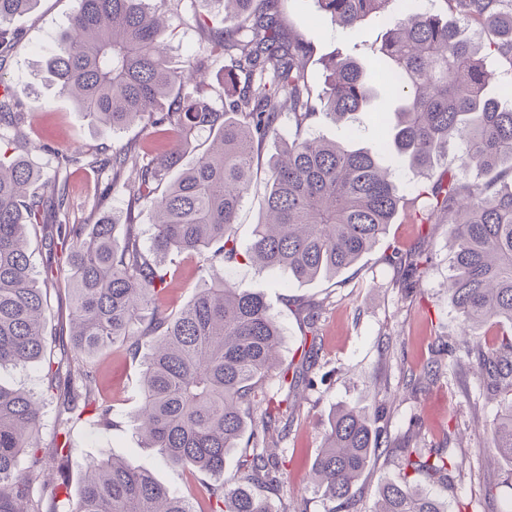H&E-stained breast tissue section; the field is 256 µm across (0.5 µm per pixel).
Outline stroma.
<instances>
[{
  "label": "stroma",
  "mask_w": 512,
  "mask_h": 512,
  "mask_svg": "<svg viewBox=\"0 0 512 512\" xmlns=\"http://www.w3.org/2000/svg\"><path fill=\"white\" fill-rule=\"evenodd\" d=\"M76 7L77 0H38L31 11L13 18L11 27L18 34L19 45L0 63V78L32 105L22 126L0 123V139L29 143V157L45 175L36 190L44 194L53 189L58 152L92 151L118 143L146 147L156 138L153 128L139 124L115 134L103 131L44 80L41 60ZM166 9L176 32L170 43L172 62L180 65L203 56L206 37L195 17L223 16V7L214 0H168ZM281 13L286 32L313 41L316 61L310 71L314 89H321L323 82L320 58L342 53L364 66L375 65L373 49L387 29L383 18H370L349 31L337 28L320 13L315 0H282ZM394 106L390 87L380 84L371 105L356 113L348 125L335 124L320 115L310 130L328 140L362 147L385 138L381 121ZM278 149L277 139L270 138L255 154L252 188L235 226L240 247L250 244L254 227L262 219L259 201ZM378 161L395 171L404 203L384 237L354 265L336 277L303 283L289 279L284 271H260L241 262L230 266L236 285L262 295L275 314L282 329L281 367L302 364L305 376L293 393L296 412L287 435L275 450L283 462L281 480L269 489L258 487L257 492L271 502L275 512H293L297 507L304 512H331L333 504L324 499L312 470L323 446L328 419L333 408L340 405L376 407L382 414L390 446L380 449L376 463L352 488L359 512H371L382 480L400 479L390 449L414 437L449 449L462 462V470L452 484L428 487L445 503L447 512H512V481L506 478L512 471V461L498 457L486 446L483 435L484 428L498 417L497 403L483 394L469 367H459L456 374H443L434 382L420 376L422 367L434 357L433 345L456 344L463 338L461 321L446 288L454 252L448 227L414 222L415 196L418 187L425 184V177L414 175L393 154H381ZM110 178L106 171L80 163L71 166L66 183L70 222L84 223L102 209L128 210L126 194H104ZM391 245L404 252L416 249L431 254V262L413 288H398L404 271L386 260ZM173 267L175 278L163 295V303L172 313L191 299L204 277L194 258L175 257ZM48 294L45 334L54 360L65 361L70 357V295L66 283L58 282ZM310 308L318 313L312 329L306 324ZM308 340L314 341L316 352L304 363L299 349ZM97 361L105 388L112 394V425L103 430L85 424L73 428L69 495H77L79 479L90 460L113 456L148 466L167 488L204 502L203 488L212 483V476L164 463L155 449L144 447L132 426L130 416L141 389L139 360L114 347L103 351ZM489 484L496 491L487 499L483 489Z\"/></svg>",
  "instance_id": "1"
}]
</instances>
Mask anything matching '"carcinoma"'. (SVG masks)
<instances>
[{"label":"carcinoma","instance_id":"carcinoma-1","mask_svg":"<svg viewBox=\"0 0 512 512\" xmlns=\"http://www.w3.org/2000/svg\"><path fill=\"white\" fill-rule=\"evenodd\" d=\"M38 0H0V60L18 38L9 28ZM224 14L240 19L234 29L207 28L206 50L229 56L224 97L216 107L208 88L189 76L203 61L177 69L167 55L169 34L155 0H78L68 26L54 39L42 71L78 109L101 128L116 132L135 123L157 129L167 145L144 151L132 144L84 154L107 168V191L128 194L120 216L69 223L65 185L51 195L33 190L39 168L26 143L0 161V365L45 361L47 390L62 407L57 440L38 438L43 404L34 394L0 384V512H196L189 499L156 481L141 465L114 457L94 459L83 473L79 497L47 506L33 474L61 467L71 449L65 438L76 423L106 429L112 404L102 389L96 356L115 345L139 355L142 339L153 348L142 364V403L132 415L137 433L162 460L190 472L224 473L229 450L251 428L245 448L251 482L278 483L282 469L270 457L271 417L259 390L274 369L281 328L263 297L242 290L224 274L238 259L261 270H282L297 281L331 278L370 251L393 223L400 197L393 176L377 158L387 150L412 171L424 172L455 142L463 164L481 171L512 161V107L489 94L495 73L479 47L455 21L429 13L400 18L395 0H316L319 10L344 29L380 15L390 25L376 54L389 61L388 77L399 106L388 139L351 149L309 133L318 109L333 120L360 111L375 95L376 74L356 61L321 60L324 87L314 94L309 63L312 43L291 39L281 27V0H223ZM461 19L489 29L497 51L512 59V0H454ZM294 136L273 162L262 200L266 220L255 225L245 251L234 234L237 213L253 177L255 148L278 135L283 107ZM26 103L0 86V118L18 125ZM209 144L177 178L170 173L193 149L200 133ZM418 224H446L454 255L448 294L464 325L512 326V182L482 187L445 171L418 191ZM145 210L153 232L143 246L134 209ZM41 226L67 250L63 277L71 295V357L77 369L47 357L44 332L47 289L37 284L28 234ZM123 228L124 245L115 247ZM172 254L198 258L207 275L191 300L172 313L162 304ZM387 260L404 264L400 288H410L425 267L422 254ZM448 352V366L471 365L487 394L500 399L497 422L487 430L490 447L512 460V332L491 345L464 341ZM378 413L356 406L333 411L314 463L323 495L355 512L352 486L383 447ZM403 480L380 486L372 512H445L443 503L415 479L449 484L460 471L443 448L407 441L396 449ZM217 512H274L266 498L225 482L205 488Z\"/></svg>","mask_w":512,"mask_h":512}]
</instances>
